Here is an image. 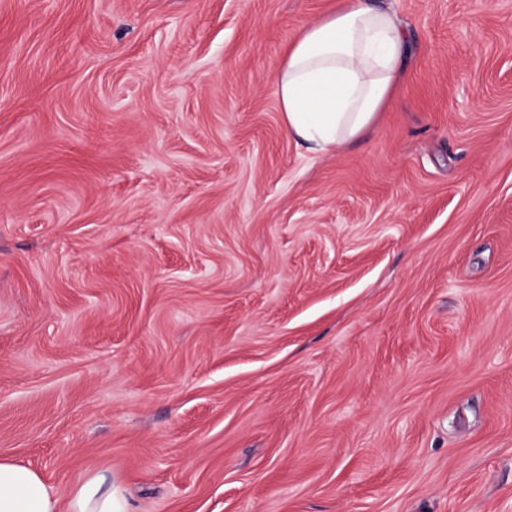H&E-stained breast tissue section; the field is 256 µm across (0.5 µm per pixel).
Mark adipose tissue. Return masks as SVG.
<instances>
[{
  "label": "adipose tissue",
  "instance_id": "obj_1",
  "mask_svg": "<svg viewBox=\"0 0 512 512\" xmlns=\"http://www.w3.org/2000/svg\"><path fill=\"white\" fill-rule=\"evenodd\" d=\"M407 36L379 0H347L306 25L276 75L289 136L316 151L358 137L391 100ZM118 484L86 477L60 502L36 469L0 458V512H131Z\"/></svg>",
  "mask_w": 512,
  "mask_h": 512
}]
</instances>
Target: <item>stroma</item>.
Listing matches in <instances>:
<instances>
[{"mask_svg": "<svg viewBox=\"0 0 512 512\" xmlns=\"http://www.w3.org/2000/svg\"><path fill=\"white\" fill-rule=\"evenodd\" d=\"M349 145L275 74L338 0H0V457L135 512H512V0ZM104 484L101 475L86 477L71 491L66 512H133L120 485Z\"/></svg>", "mask_w": 512, "mask_h": 512, "instance_id": "1", "label": "stroma"}]
</instances>
